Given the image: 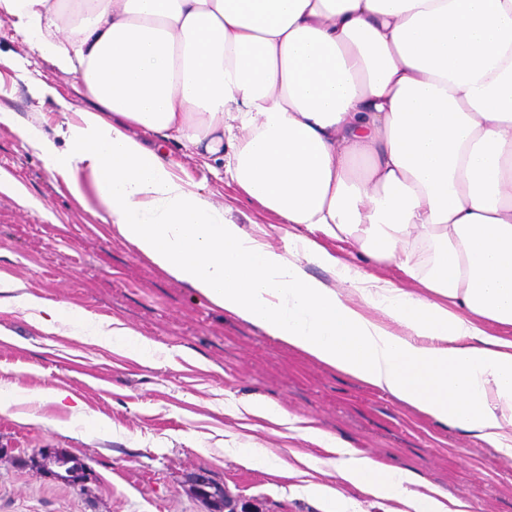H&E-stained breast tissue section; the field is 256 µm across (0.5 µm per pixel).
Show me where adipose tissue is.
Returning <instances> with one entry per match:
<instances>
[{"instance_id": "adipose-tissue-1", "label": "adipose tissue", "mask_w": 512, "mask_h": 512, "mask_svg": "<svg viewBox=\"0 0 512 512\" xmlns=\"http://www.w3.org/2000/svg\"><path fill=\"white\" fill-rule=\"evenodd\" d=\"M0 15L96 105L59 128L66 150L32 126L23 140L73 193L89 175L141 255L267 335L512 456V0H0ZM137 128L223 162L295 228L292 251L226 218ZM314 231L397 262L418 291L373 286ZM305 260L338 267L361 304L307 275ZM13 307L45 332L70 324L152 355L134 331L0 277V312ZM309 438L336 448L331 467L361 493L446 512L404 470L321 430Z\"/></svg>"}]
</instances>
